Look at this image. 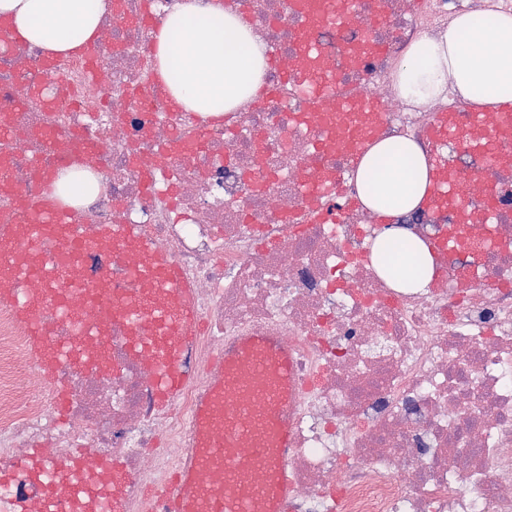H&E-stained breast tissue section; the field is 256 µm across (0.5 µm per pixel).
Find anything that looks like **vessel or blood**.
<instances>
[{"label": "vessel or blood", "mask_w": 512, "mask_h": 512, "mask_svg": "<svg viewBox=\"0 0 512 512\" xmlns=\"http://www.w3.org/2000/svg\"><path fill=\"white\" fill-rule=\"evenodd\" d=\"M289 6L305 20L296 36L294 62L311 76L306 92L313 103L311 117L320 122L327 101L335 100L341 70L361 67L385 46L366 36L346 45L339 59H329L311 40L309 30L346 25L356 13L358 0H289ZM336 102V124L347 130L336 147L349 159L359 160L380 130L378 103L368 93ZM468 123L472 137L483 146L480 166L468 175L483 186V208L464 204L463 176L449 167L445 156L448 144L462 139L453 112H438L433 118L431 190L424 207L431 213L451 210L456 214L455 224L431 243L432 251L440 256L459 249L460 225H486L484 247L472 251L465 270L475 279L485 269L486 251L500 246L492 231L498 188L487 172L512 167V103L498 106L491 115L473 111ZM9 171V165L1 161L0 193L14 196L16 209L0 213V306L10 309L22 327L34 367L53 383L63 366L76 361L71 346L48 332L42 317L47 305H57L74 335L89 340L101 335L103 324L113 321L122 324L129 335L150 341L156 402L168 406L193 379L184 352L196 332L194 290L178 265L145 244L134 224H108L98 239L81 240L77 213L32 202L17 193ZM48 238L58 245L51 259L41 251ZM91 250L116 255L131 250L137 260L120 279L102 276L86 281L68 276L72 257ZM22 279L39 281L41 287L30 296H19L15 285ZM75 295L93 301L94 319H84L72 305ZM218 364L221 376L210 383L191 414L194 460L177 472L166 492L168 506L171 512H283L290 478L287 466L274 452L286 450L294 436V361L288 345L274 336H243L225 348Z\"/></svg>", "instance_id": "1"}]
</instances>
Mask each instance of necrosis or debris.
Returning a JSON list of instances; mask_svg holds the SVG:
<instances>
[{
    "instance_id": "4bbe7bcc",
    "label": "necrosis or debris",
    "mask_w": 512,
    "mask_h": 512,
    "mask_svg": "<svg viewBox=\"0 0 512 512\" xmlns=\"http://www.w3.org/2000/svg\"><path fill=\"white\" fill-rule=\"evenodd\" d=\"M178 0H112L95 51L68 57L63 76L43 51L0 50V105L30 97L4 146L12 180L33 190L32 161L59 173L96 154L107 188L81 208V231L140 225L176 260L201 325L185 354L194 374L169 410L152 388L149 347L107 325L86 361L65 367L63 421L11 312L0 308V512H103L112 468L127 473L128 512H160L155 492L195 451L190 414L224 345L274 334L291 348L293 448L289 512H512V249L491 254L490 282L440 277L415 293L371 266L377 227L355 176L308 218L305 176L341 169L335 141L305 112L293 73L302 18L288 0H247L254 33L279 55L264 75V109L203 115L172 110L158 82L144 11L163 21ZM511 12L512 0H362L340 29L313 39L335 56L369 34L391 47L340 84L373 95L382 138L430 150L431 115L410 108L391 76L423 34L458 15Z\"/></svg>"
}]
</instances>
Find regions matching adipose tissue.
<instances>
[{
  "label": "adipose tissue",
  "mask_w": 512,
  "mask_h": 512,
  "mask_svg": "<svg viewBox=\"0 0 512 512\" xmlns=\"http://www.w3.org/2000/svg\"><path fill=\"white\" fill-rule=\"evenodd\" d=\"M105 0H0V18L26 43L69 56L98 40ZM512 14H464L448 28L427 34L409 49L393 86L408 104L425 108L456 91L481 105L512 102ZM157 71L172 98L189 112L219 114L250 102L267 67V50L241 17L217 0H180L151 31ZM358 182L370 212L388 218L373 246L374 267L390 287L418 290L432 282L436 263L425 242L393 225L392 217L414 211L430 189L429 168L409 138L386 139L364 157ZM100 177L82 170L60 175L52 193L62 207L77 209L97 197Z\"/></svg>",
  "instance_id": "obj_1"
}]
</instances>
